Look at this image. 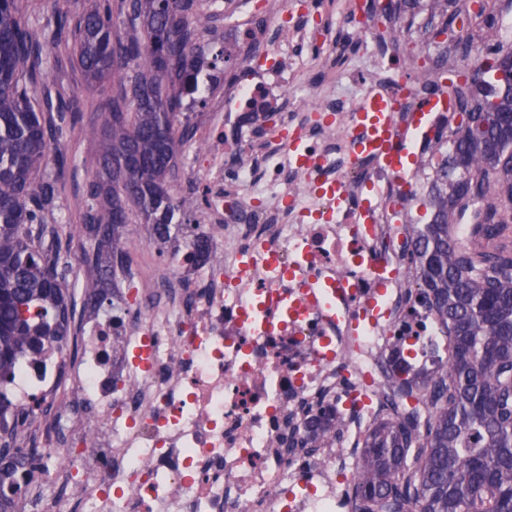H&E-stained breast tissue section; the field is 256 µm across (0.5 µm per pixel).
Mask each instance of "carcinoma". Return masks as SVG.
Here are the masks:
<instances>
[{
    "label": "carcinoma",
    "mask_w": 512,
    "mask_h": 512,
    "mask_svg": "<svg viewBox=\"0 0 512 512\" xmlns=\"http://www.w3.org/2000/svg\"><path fill=\"white\" fill-rule=\"evenodd\" d=\"M22 0H0V382L25 355L71 333L74 302L49 223L60 200V141L80 120L53 94L49 70L68 60L91 85L112 81V100L90 133L99 140L100 170L85 188L79 224L91 241L85 262L115 273L128 259L129 224H144L162 250L181 231L196 256L217 259L200 225L183 222L197 197L173 183L193 126L181 119L185 90L205 53L195 32L211 16L195 0H92L73 20L56 15L42 34L22 20ZM484 41L495 40V0L479 14ZM481 64L441 90L463 101L448 150L429 193L432 219L416 225L411 270L418 302L453 337L445 372L433 383L399 365L391 388L408 411L379 420L366 433L352 483L354 512H512V248L497 243L512 214V124L497 104L495 72L512 52L489 46ZM463 157L465 171L456 160ZM474 208L463 238L455 216ZM0 416L27 421L30 410L0 392ZM346 422L311 424L305 443L331 446ZM19 430L0 425V463L21 451ZM21 484L0 488V512H16Z\"/></svg>",
    "instance_id": "cac0c4a2"
}]
</instances>
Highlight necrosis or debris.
Here are the masks:
<instances>
[{"instance_id":"obj_1","label":"necrosis or debris","mask_w":512,"mask_h":512,"mask_svg":"<svg viewBox=\"0 0 512 512\" xmlns=\"http://www.w3.org/2000/svg\"><path fill=\"white\" fill-rule=\"evenodd\" d=\"M297 0H274L275 25L249 18L224 27L225 54L264 57L273 82L242 85L205 67L188 107L222 115L195 126L219 143L194 186L192 224H215L217 266L189 262L188 237L173 239L160 262L134 273V296L104 299L85 323L79 355L49 343L21 359L6 393L36 420L60 427L43 443L53 459L41 476L92 502V512H336L342 471L332 448L297 447L318 405L347 407L367 421L397 414L382 390L393 365L439 374L448 340L416 299L405 270L410 225L393 198L417 195L419 175L397 176L352 152L357 102L314 78L308 98L328 124L304 127L310 164L281 166L284 132L299 115L282 110L294 70L290 47L307 25L289 24ZM363 29L373 65L352 86L380 84L399 95L397 137L432 141L452 117L439 108L417 120L427 77L409 82L371 22ZM280 113L270 140H257L244 113ZM337 179L351 198L366 186L369 211H328L317 179ZM406 337L404 356L394 351Z\"/></svg>"}]
</instances>
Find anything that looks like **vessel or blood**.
I'll list each match as a JSON object with an SVG mask.
<instances>
[{
	"instance_id": "1",
	"label": "vessel or blood",
	"mask_w": 512,
	"mask_h": 512,
	"mask_svg": "<svg viewBox=\"0 0 512 512\" xmlns=\"http://www.w3.org/2000/svg\"><path fill=\"white\" fill-rule=\"evenodd\" d=\"M398 99L373 85L367 90L362 104L353 114V147L357 155L369 156L395 172H403L410 158L406 142L393 134Z\"/></svg>"
}]
</instances>
